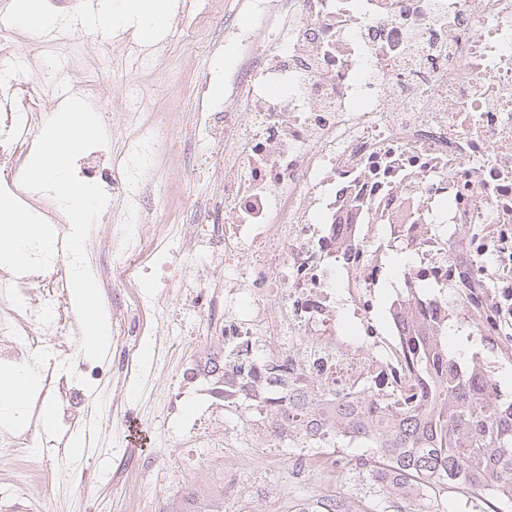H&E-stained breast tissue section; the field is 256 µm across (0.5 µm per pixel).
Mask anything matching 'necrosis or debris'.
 <instances>
[{
  "mask_svg": "<svg viewBox=\"0 0 512 512\" xmlns=\"http://www.w3.org/2000/svg\"><path fill=\"white\" fill-rule=\"evenodd\" d=\"M242 2L258 22L224 29V98L200 81L188 122L217 203L191 204L194 238L171 224L152 249L184 242L166 270L224 340L223 379L186 374L202 388L182 445L209 460L246 434L279 447L271 422L293 383L398 408L422 397L399 310L512 339V0ZM151 106L142 93L113 125L111 167L77 175L123 216L107 238L116 283L140 275L146 175L168 186ZM45 119L0 69V155L28 152ZM207 250L222 281L197 263ZM429 285L441 295L424 298ZM68 333L52 300L0 315L18 349Z\"/></svg>",
  "mask_w": 512,
  "mask_h": 512,
  "instance_id": "necrosis-or-debris-1",
  "label": "necrosis or debris"
}]
</instances>
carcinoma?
I'll return each instance as SVG.
<instances>
[{"label":"carcinoma","mask_w":512,"mask_h":512,"mask_svg":"<svg viewBox=\"0 0 512 512\" xmlns=\"http://www.w3.org/2000/svg\"><path fill=\"white\" fill-rule=\"evenodd\" d=\"M416 369L427 385V399L396 412L381 403L336 401L328 417L315 411L305 388L288 397V416L281 429V447L300 446L302 433L310 448L357 445L371 448L379 464L358 459L354 467L367 473L378 496L411 486L443 487L463 495L481 489L512 505V392L503 391L502 375L493 373L486 389H497L491 400L483 388L450 373V364L481 353L480 336L443 323L434 331L415 329ZM210 492L186 487L163 512H201Z\"/></svg>","instance_id":"carcinoma-1"}]
</instances>
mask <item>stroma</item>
Instances as JSON below:
<instances>
[{
	"label": "stroma",
	"mask_w": 512,
	"mask_h": 512,
	"mask_svg": "<svg viewBox=\"0 0 512 512\" xmlns=\"http://www.w3.org/2000/svg\"><path fill=\"white\" fill-rule=\"evenodd\" d=\"M97 0H43L57 17L55 34L43 38L16 26L0 33V53L7 58L22 57L23 68L15 78L18 97L28 99L42 111L53 112L55 92L61 74H69L72 82H88L102 106L95 117L103 126L112 124V105L133 101L138 94L150 92L157 101V124L163 125V137L175 144V151L158 157L159 167L169 173L171 201L182 192L204 194L207 185L203 174L192 175L181 166V150L201 152L202 143L192 142L185 128V116L193 107L198 82L214 64L207 42L224 39V16L236 13L242 26L252 25L253 14L239 9L238 0H222L214 7L212 0H189L186 10L172 13L167 25L157 32L162 51L152 64L132 68L129 48L118 37L109 34L97 19L86 12ZM82 260L101 298L104 314H111L112 257L104 245L109 218L105 208L89 216ZM58 296L70 322L73 336L83 337V324L68 288L48 291L35 283L28 284L22 302L0 299V314H24L27 307L41 303L48 294ZM154 296L153 309L139 315L141 340H127L122 331L110 329V342L92 359L102 365L98 379L92 380L79 371L71 360L59 357L61 337L40 341L30 352V362L50 369L52 382H65L72 402L79 404V418L69 421L66 405L57 397H49L54 409L51 426H44L42 413L30 411L26 430L42 438L40 452L14 460H0V483L27 476L38 495L47 501L48 512H129V499L134 483L129 479H113L112 474L128 446L127 433H135L145 454L160 451L167 436L177 435L174 420L166 411V401L181 392L182 384L173 380L175 372L196 363L210 339L200 336L172 344L164 328L156 320L157 310L179 311L187 327H194L196 313L186 311L181 288L176 282L161 281L159 273L127 284L122 299L131 306L139 296ZM95 423L97 434L90 447L81 449L72 440L86 423ZM356 448H329L320 464L326 487L348 498L349 512H408L417 488L375 501L358 472L347 469L349 460L359 456ZM288 448H263L257 441L229 448L224 452L227 464L224 477L233 480L236 472L261 466L265 481L287 485L288 501L282 512H296L299 502L311 493L309 478L290 476ZM207 481L204 463L184 457L164 462L155 471L156 512L176 494L177 484H203ZM426 512H502L503 505L486 492L476 490L466 495L449 492L423 499Z\"/></svg>",
	"instance_id": "stroma-1"
}]
</instances>
